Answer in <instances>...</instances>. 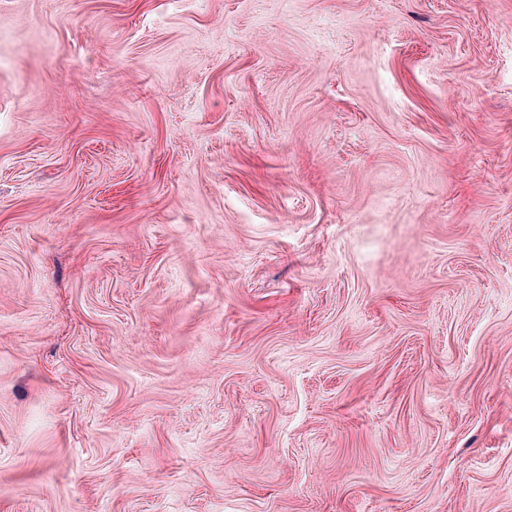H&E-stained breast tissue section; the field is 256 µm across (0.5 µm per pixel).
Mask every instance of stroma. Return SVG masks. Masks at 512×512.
Returning <instances> with one entry per match:
<instances>
[{"label":"stroma","mask_w":512,"mask_h":512,"mask_svg":"<svg viewBox=\"0 0 512 512\" xmlns=\"http://www.w3.org/2000/svg\"><path fill=\"white\" fill-rule=\"evenodd\" d=\"M0 512H512V0H0Z\"/></svg>","instance_id":"obj_1"}]
</instances>
